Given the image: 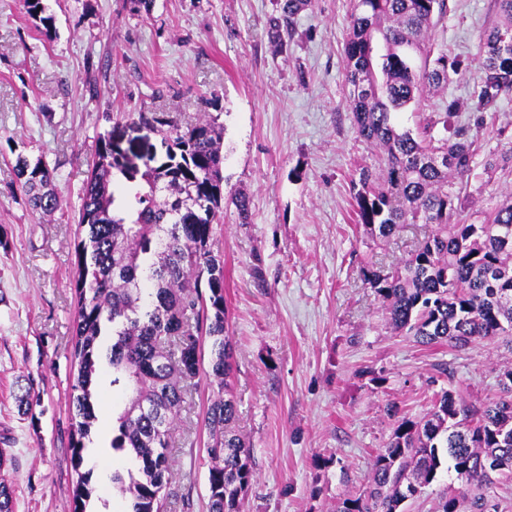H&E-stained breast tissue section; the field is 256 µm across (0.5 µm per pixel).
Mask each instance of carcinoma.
I'll use <instances>...</instances> for the list:
<instances>
[{
    "mask_svg": "<svg viewBox=\"0 0 512 512\" xmlns=\"http://www.w3.org/2000/svg\"><path fill=\"white\" fill-rule=\"evenodd\" d=\"M496 2L500 21L481 39L473 95L482 113L497 111L500 95L512 91V0ZM310 6L278 0L268 20L277 48ZM23 7L52 27L43 0H23ZM446 11L447 0H353L344 69L353 125L377 156L375 167L359 174L355 223L373 240L405 224L430 228L395 269L361 266L362 280L385 303L395 332L462 350L478 339L512 337V198L478 224L458 220L477 148L469 128L455 121L456 102L423 116L414 130L396 121L464 69L460 57L434 51V18ZM135 124L162 134L161 152L130 167L112 153V132L99 134L80 197L70 343L73 512H87L91 496L90 472L81 468L97 420L92 387L102 374L128 395L111 448L136 463L112 473V487L130 502L129 512H162L172 428L200 374L205 338L216 383L205 416L208 512H241L253 472L228 390L224 258L215 249L224 214L223 127L212 117L183 125L164 112H139ZM13 170L30 206L54 214L56 170L22 153ZM501 386L502 395L479 407L443 391L419 419L388 405L394 428L373 459L372 482L337 512H405V502L444 472L477 490L470 512H499L490 490L496 478L512 479V467L498 469L500 460L512 462V370ZM464 499L450 487L438 512H461Z\"/></svg>",
    "mask_w": 512,
    "mask_h": 512,
    "instance_id": "obj_1",
    "label": "carcinoma"
}]
</instances>
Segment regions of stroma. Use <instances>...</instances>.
<instances>
[{
  "mask_svg": "<svg viewBox=\"0 0 512 512\" xmlns=\"http://www.w3.org/2000/svg\"><path fill=\"white\" fill-rule=\"evenodd\" d=\"M44 29L20 0H0V470L14 512H72L69 343L76 304L78 209L96 140L137 136L133 112L203 116L224 128V191L251 200L248 222L225 204L216 229L224 257L229 389L254 477L242 512H336L369 483L394 426L387 404L425 414L452 390L480 405L512 369V345L423 346L389 326L384 303L361 280L373 262L397 264L425 233L407 226L372 244L354 221L352 183L374 166L347 106L343 66L351 0H313L283 50L267 35L273 0H44ZM495 0H447L436 49L469 68L421 104L456 101L480 155L512 151V93L494 113L472 109L483 33ZM58 171L62 206L34 211L15 183L16 153ZM461 214L477 222L512 194V168L468 178ZM200 374L173 431L167 512H207L205 410ZM37 395L28 414L17 396ZM111 432L94 428L85 466L96 503L123 512Z\"/></svg>",
  "mask_w": 512,
  "mask_h": 512,
  "instance_id": "1",
  "label": "stroma"
}]
</instances>
